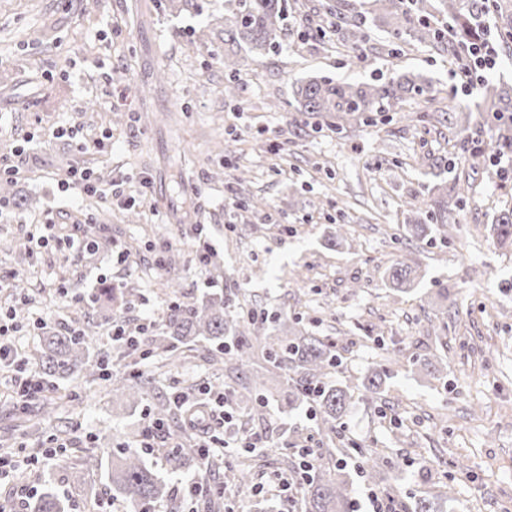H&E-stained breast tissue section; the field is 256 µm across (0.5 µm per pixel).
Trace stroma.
Segmentation results:
<instances>
[{
  "instance_id": "stroma-1",
  "label": "stroma",
  "mask_w": 512,
  "mask_h": 512,
  "mask_svg": "<svg viewBox=\"0 0 512 512\" xmlns=\"http://www.w3.org/2000/svg\"><path fill=\"white\" fill-rule=\"evenodd\" d=\"M229 25L224 0H0V165L18 170L0 192L21 218L0 223V280L26 273L30 311L15 340L29 354L41 341L35 319L57 330L91 319L100 326L95 352L125 370L113 324L162 321L179 300L165 286L173 280L195 300L223 296L229 322L251 310L281 314L330 343L341 364L326 379L347 386L349 410L331 433L312 405L280 402L288 376L268 354L283 333L268 326L252 335L250 385L201 346L182 365L154 353L142 360L153 383L135 405L90 376L53 382L48 415L38 403L21 410L0 398V453L28 458L51 434L68 445L59 461L20 472L18 484L53 486L68 512H96L99 475L86 474L84 493L67 481L84 452L139 441L158 399L206 386L223 393L231 432L259 434L261 446L252 488L228 498L210 491L223 469L171 478L194 512H225L228 499L236 512H282L277 492L253 487L310 445L331 450L327 470L347 473L356 512H368L371 491L413 512L418 498L450 486L445 512H512V246L491 230L512 207V179L475 174L447 231L414 238L409 206L429 185L419 155L469 167L447 128L426 134L416 125L422 100L406 101L390 122L342 133L314 130L287 110L298 79L373 84L418 71L472 111L487 141L481 87L461 88L453 61L426 45L394 54L381 26L362 47L367 61L354 64L334 28L317 33L292 11L280 47L260 58L225 42ZM227 55L240 69L234 100L224 96ZM59 127L75 138L55 136ZM105 131L111 140L91 148ZM75 167L123 180L125 201L62 192ZM77 212L89 223L73 224ZM49 218L73 239L92 235L94 249L37 248ZM201 246L210 249L202 269ZM400 261L418 271L406 292L389 283ZM103 288L121 294L88 305ZM376 367L388 378L372 401L360 385ZM245 387L265 397L263 412L240 402ZM368 462L372 481L361 472Z\"/></svg>"
}]
</instances>
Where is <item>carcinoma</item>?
<instances>
[{
    "label": "carcinoma",
    "instance_id": "1",
    "mask_svg": "<svg viewBox=\"0 0 512 512\" xmlns=\"http://www.w3.org/2000/svg\"><path fill=\"white\" fill-rule=\"evenodd\" d=\"M231 3V25L224 30L227 40L246 49L256 57L277 48L285 20L284 0H227ZM493 14L498 24L501 44L512 42V0H371L356 5L340 0V7L330 8L326 17L336 18V30L343 40L358 46L367 40L369 23L382 20L396 39L395 53L411 41L428 44L459 61L467 47L483 39L481 18ZM485 111L493 119L494 153L491 165L503 157L512 158V86L484 82ZM421 98L426 106L417 123L427 132L437 125H448V133L470 140V115L462 108L441 106L439 92L420 74L407 72L383 84L337 83L326 76L311 77L292 87L288 107L316 119H332L330 126L340 133L360 125H370L388 119V114L401 110L408 99ZM471 184L463 174H457L450 184L434 186L436 196L424 203L407 218L408 232L423 233L429 224L444 228L450 223L453 211L463 202ZM493 232L499 243L512 245V209L500 212ZM416 279V269L409 264H397L390 269L392 287L407 291ZM266 318H254L235 329L236 362L247 363L248 333L264 326ZM224 299L210 297L202 302L191 300L175 305L161 324L155 337V349L174 361L185 349L206 341L222 349L225 346ZM95 337L94 324L83 322L64 331L43 332L40 348L31 353V363L45 379L66 378L84 368L95 376L102 362L90 357L89 345ZM269 359L288 375L300 376L302 386L288 388V405L312 402L318 408L327 428L333 430L346 414L350 395L338 385L323 381L325 369L339 362L330 346L293 327L288 328L284 344L269 352ZM386 370L376 369L363 384V395L375 399L382 393ZM149 379L145 375L118 371L112 375L110 386L125 395L132 403L143 400ZM168 472L177 474L200 465L201 459L192 448H171L166 456ZM321 457H316L314 470L302 487L306 494L307 512H352L349 481L343 469L336 474H319ZM102 470L106 488L114 498H121L130 512H151L152 506L170 496L169 483L147 465L142 449L130 443L116 451L92 448L82 467L72 472L73 481L84 478V472ZM31 512H66L61 496L47 487L37 495Z\"/></svg>",
    "mask_w": 512,
    "mask_h": 512
}]
</instances>
